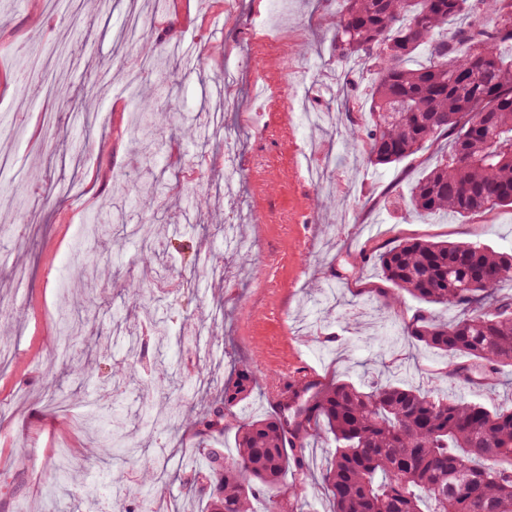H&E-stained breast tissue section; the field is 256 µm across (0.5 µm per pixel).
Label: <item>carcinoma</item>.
Instances as JSON below:
<instances>
[{
	"label": "carcinoma",
	"instance_id": "obj_1",
	"mask_svg": "<svg viewBox=\"0 0 512 512\" xmlns=\"http://www.w3.org/2000/svg\"><path fill=\"white\" fill-rule=\"evenodd\" d=\"M336 52L371 71L367 163H398L428 144L450 148L413 184L405 200L419 216L452 214L470 219L512 207V63L497 48L512 44V0H341ZM465 23L452 35L448 21ZM139 57L168 78L172 57L149 42ZM424 51L429 64L405 62ZM390 284L378 296L389 306L401 293L425 305L462 311L453 321L423 312L404 327L410 342L448 355L443 372L458 387L488 385L512 366V295L485 299L512 283V252L480 242L401 240L377 255ZM257 384L242 366L224 383L211 409L181 413L188 428L222 435L233 408ZM277 412L239 422L236 450L201 449L205 467L192 484L207 512H253L252 501L271 499L275 512H299L302 487L283 489L288 470H303L304 442L322 434L336 452L320 479L333 512H512V408H488L399 382L368 389L338 382L314 392L300 383L278 394ZM110 415L84 416L103 431L94 447L107 456L116 433L104 431ZM112 485L126 487V501L141 512L144 490L164 497L163 483L143 462L136 478L115 471Z\"/></svg>",
	"mask_w": 512,
	"mask_h": 512
}]
</instances>
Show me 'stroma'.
Returning a JSON list of instances; mask_svg holds the SVG:
<instances>
[{"instance_id": "stroma-1", "label": "stroma", "mask_w": 512, "mask_h": 512, "mask_svg": "<svg viewBox=\"0 0 512 512\" xmlns=\"http://www.w3.org/2000/svg\"><path fill=\"white\" fill-rule=\"evenodd\" d=\"M137 7L155 49L179 43L190 53L172 67L166 90L142 85L123 93L120 60L127 47L118 39L130 7ZM340 0H169L156 11L152 0H66L50 9L47 0H0V156H10L21 179L0 176V332L8 333L13 356L0 372V512H45L48 470L59 445L69 441L76 470L73 483L57 491L60 512H98L77 487L101 480L104 472L131 468L132 458L88 455V437L72 427L88 404L114 410L129 432L128 444L155 459L174 512H200L198 495L185 482L204 460L198 439L166 417L172 406L200 411L243 365L258 384L236 408L238 417L272 414L270 378L287 372L289 382L322 387L339 381L374 385L404 380L422 390L463 395L487 407L512 406V367L501 368L494 384L457 389L441 377L446 356L404 340L402 331L421 305L402 295L394 308L372 294L385 282L370 253L405 238L473 241L512 249V208H497L462 222L452 215L420 217L388 204L407 195L437 157L439 142L416 158L373 167L364 159L365 141L348 115L345 95H362L355 80L360 66L336 54L334 22ZM291 35L290 53L270 52L262 28ZM67 45L72 64L64 79L44 71L39 96L21 92L14 73L25 58L54 62ZM112 73L101 94L85 93L102 70ZM236 82L225 92L222 75ZM309 93L312 110L332 112L336 123L315 127L295 108L291 84ZM167 93L173 108L154 117L156 148L136 151L129 116L140 101L157 103ZM51 113L50 122L40 120ZM195 119L198 135L176 130ZM336 156L335 205H317V187L306 175L311 143ZM85 144L83 195L64 199L47 185L68 181L71 155ZM197 178L176 186L179 172L197 159ZM150 168L158 198L146 204L132 193L114 199L116 187L139 181ZM123 219L116 239L75 262L73 244L82 225L110 203ZM32 228L19 232V219ZM233 224L243 250L224 248L220 225ZM142 224L158 255L143 263ZM191 280L181 298L167 287ZM143 287L141 301L127 283ZM82 309L84 333L71 347L57 343L62 305ZM220 311L219 359L189 369L186 345L195 330L210 326ZM91 356L100 363L97 382L78 385L69 362ZM165 361L172 379L145 388L131 372L136 357ZM55 383L71 393L64 410H51L43 393ZM334 453L325 438L305 444L307 469L288 471L284 485H301V512H330L320 473Z\"/></svg>"}]
</instances>
